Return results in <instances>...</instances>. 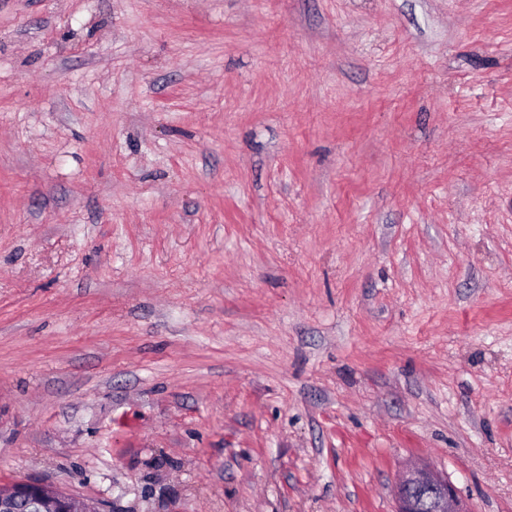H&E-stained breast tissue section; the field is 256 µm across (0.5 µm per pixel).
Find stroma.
<instances>
[{"mask_svg": "<svg viewBox=\"0 0 512 512\" xmlns=\"http://www.w3.org/2000/svg\"><path fill=\"white\" fill-rule=\"evenodd\" d=\"M512 512V0H0V484L105 512ZM395 512H473L448 480L430 465L413 461L405 465L396 485Z\"/></svg>", "mask_w": 512, "mask_h": 512, "instance_id": "1", "label": "stroma"}]
</instances>
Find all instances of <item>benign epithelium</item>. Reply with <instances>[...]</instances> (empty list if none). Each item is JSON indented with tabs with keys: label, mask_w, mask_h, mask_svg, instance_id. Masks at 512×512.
<instances>
[{
	"label": "benign epithelium",
	"mask_w": 512,
	"mask_h": 512,
	"mask_svg": "<svg viewBox=\"0 0 512 512\" xmlns=\"http://www.w3.org/2000/svg\"><path fill=\"white\" fill-rule=\"evenodd\" d=\"M395 512H473L448 480L430 465L413 461L405 465L396 485ZM0 512H100L74 495L43 482L19 480L0 489Z\"/></svg>",
	"instance_id": "benign-epithelium-1"
}]
</instances>
